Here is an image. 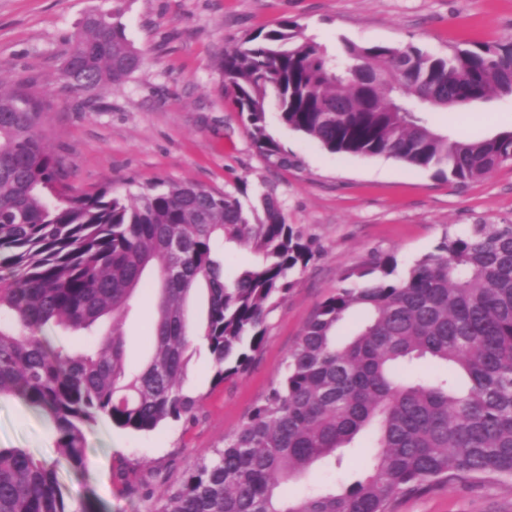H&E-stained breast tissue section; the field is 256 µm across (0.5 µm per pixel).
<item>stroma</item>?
<instances>
[{
  "instance_id": "obj_1",
  "label": "stroma",
  "mask_w": 512,
  "mask_h": 512,
  "mask_svg": "<svg viewBox=\"0 0 512 512\" xmlns=\"http://www.w3.org/2000/svg\"><path fill=\"white\" fill-rule=\"evenodd\" d=\"M117 9L144 64L120 88L62 89L58 68L70 35L102 5ZM298 21L328 51L343 42L449 47L512 38V0H0V79H39L45 130L72 193L130 184L180 181L235 194L253 218L272 194L288 223L312 236L316 259L268 316L264 346L242 375L213 385L207 350L190 348L184 389L198 396L193 423L132 434L105 420L87 434L89 471H62L72 501L93 497L105 512H143L118 470L150 461L152 486L177 484L210 449L222 446L283 372L284 360L319 304L344 287L345 275L371 254L397 259V275L433 252L445 233L473 224H512V162L464 184L385 156L333 154L317 140L267 113L271 136L298 166L281 168L253 144L225 94L215 54L248 36ZM430 120L456 138L483 140L512 130V98L439 109ZM55 430L24 401H0V448H24L51 459ZM368 441L344 449L341 466L316 462L305 477L284 482L286 496L316 488L343 490L365 472ZM395 512H512V482L454 481L400 500Z\"/></svg>"
}]
</instances>
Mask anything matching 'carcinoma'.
Here are the masks:
<instances>
[{"mask_svg": "<svg viewBox=\"0 0 512 512\" xmlns=\"http://www.w3.org/2000/svg\"><path fill=\"white\" fill-rule=\"evenodd\" d=\"M58 81L66 90L121 86L143 62L113 8H95L70 38ZM225 92L251 139L280 167L298 164L267 134L274 102L289 128L332 153L388 155L465 183L512 161V130L464 141L431 126L436 109L512 96V41L434 54L413 44L343 45L338 54L286 19L218 56ZM37 79L0 80V400L44 411L57 458L0 448V512H97L73 503L60 471L84 474L87 433L99 421L132 433L191 420L199 399L183 388L195 339L213 383L246 372L266 319L314 261L313 238L263 199L253 224L239 199L160 181L116 195H73L43 129ZM221 241L258 261L226 275ZM391 254L357 272L361 287L327 297L272 385L224 445L173 488L145 493L148 512H394L401 497L458 479H512V224L445 234L402 277ZM154 313L133 365L123 320L136 294ZM362 314L350 339L338 324ZM112 317V331L99 321ZM50 325L82 331L84 350L50 343ZM443 366L432 377L422 360ZM370 431L375 453L342 493L292 502L281 480Z\"/></svg>", "mask_w": 512, "mask_h": 512, "instance_id": "cac0c4a2", "label": "carcinoma"}]
</instances>
